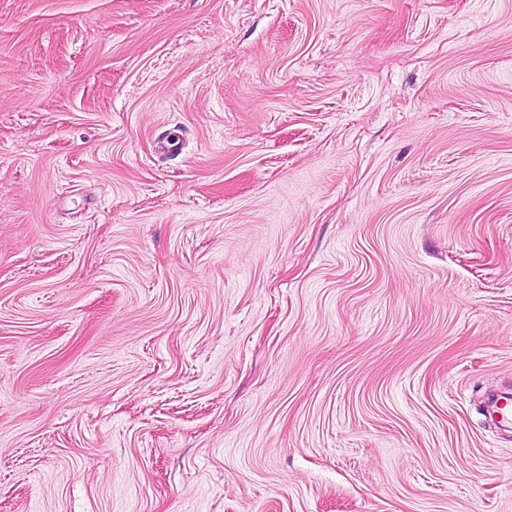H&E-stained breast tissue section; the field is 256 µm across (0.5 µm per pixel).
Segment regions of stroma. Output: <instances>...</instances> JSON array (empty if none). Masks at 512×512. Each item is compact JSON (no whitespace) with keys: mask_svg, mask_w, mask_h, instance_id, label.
<instances>
[{"mask_svg":"<svg viewBox=\"0 0 512 512\" xmlns=\"http://www.w3.org/2000/svg\"><path fill=\"white\" fill-rule=\"evenodd\" d=\"M512 0H0V512H512Z\"/></svg>","mask_w":512,"mask_h":512,"instance_id":"35a3bbf8","label":"stroma"}]
</instances>
